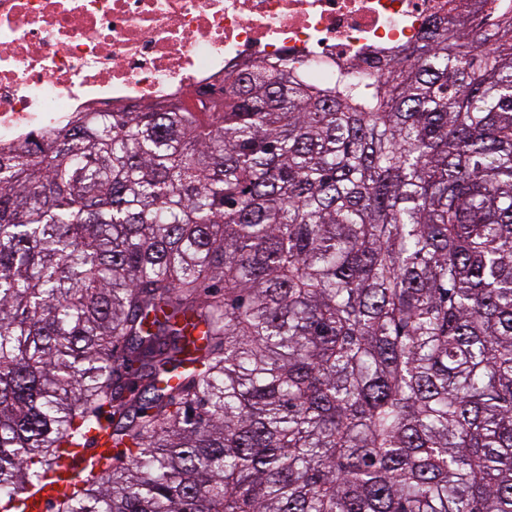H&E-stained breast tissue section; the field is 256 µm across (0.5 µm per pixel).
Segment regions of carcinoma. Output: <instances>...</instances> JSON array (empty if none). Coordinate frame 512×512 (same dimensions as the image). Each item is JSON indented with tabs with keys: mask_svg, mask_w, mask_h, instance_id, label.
I'll return each mask as SVG.
<instances>
[{
	"mask_svg": "<svg viewBox=\"0 0 512 512\" xmlns=\"http://www.w3.org/2000/svg\"><path fill=\"white\" fill-rule=\"evenodd\" d=\"M0 149V512H512V11ZM96 450L97 448H87L84 451L80 450L81 453L65 456L53 464V467L49 470L46 478L44 479L47 492L44 494L43 498L29 503L30 512H52L48 511V501L56 497L57 491L64 486V482L60 480V478L67 477L71 474L73 466L81 456ZM54 486H57V489H54Z\"/></svg>",
	"mask_w": 512,
	"mask_h": 512,
	"instance_id": "1",
	"label": "carcinoma"
}]
</instances>
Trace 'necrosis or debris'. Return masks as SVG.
<instances>
[{
  "mask_svg": "<svg viewBox=\"0 0 512 512\" xmlns=\"http://www.w3.org/2000/svg\"><path fill=\"white\" fill-rule=\"evenodd\" d=\"M484 0H0V146L37 147L74 113L202 88L292 60L325 86L458 25Z\"/></svg>",
  "mask_w": 512,
  "mask_h": 512,
  "instance_id": "obj_1",
  "label": "necrosis or debris"
}]
</instances>
